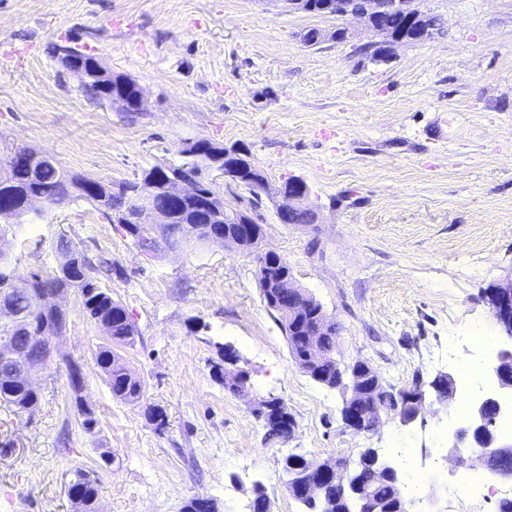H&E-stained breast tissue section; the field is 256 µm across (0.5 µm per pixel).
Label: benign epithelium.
<instances>
[{
	"label": "benign epithelium",
	"instance_id": "7a95c632",
	"mask_svg": "<svg viewBox=\"0 0 512 512\" xmlns=\"http://www.w3.org/2000/svg\"><path fill=\"white\" fill-rule=\"evenodd\" d=\"M416 0H363L358 5L350 0H334L336 16H354L369 21L372 13L377 11H389L404 17V26H414L420 29L421 39L429 40L431 32L424 26V17L415 7ZM373 32L382 36L381 44L375 49L376 54L386 53L396 44H405L407 40L401 31L393 32L388 29L375 28ZM63 58V69L76 74L84 82L95 77L100 80V85L106 88L112 86L113 76L109 75L98 61H93L91 68L83 65V60L70 55V48L64 47L60 51ZM210 155L215 157L213 161H204L200 165L201 171L217 170L224 177H230L225 170L220 158L224 157V146L217 144L210 150ZM22 163L27 166L30 173L34 174L49 162L45 156L26 149L14 151L4 163L10 167L14 163ZM168 194L174 198H181L191 192L188 180L183 177L181 170H168L166 178ZM156 182L153 178L136 181L135 187L130 191L132 205L122 214H113L115 224H135L141 238L140 255L150 260L154 256V244L158 242L163 233V225L170 223L171 217L167 216L155 205ZM292 185L296 190L289 192L285 189L280 194L285 199V204L280 206V221H285L288 212L304 210L303 200L307 196V186L301 181H294ZM200 205L203 208L204 219L207 222L224 217L229 218L235 224H241L247 230L253 242H247L243 238L224 234L222 231L211 230L208 232L207 244L220 245L226 249H235L256 254L258 267L262 268L265 262L275 260L278 263H286V259L280 254L260 248L262 236L254 233L257 224L255 218L246 210L228 209L224 205V195L211 190L201 194ZM45 206V199L38 195L27 197L19 208L0 209V220L6 224H24L28 215L39 213ZM0 321L9 325L10 330L28 334V344L24 347H12L5 343L0 345V362L9 366L12 374L8 380L22 383L28 387L35 385L40 370L49 366L55 360V345L53 339L58 331L46 321L41 328V335L31 336L30 317L17 311L10 303V295L14 288H24L26 293L38 303L42 313L64 312L61 305L55 299L61 295L56 289L43 288L39 285V279L30 278L26 282H19L14 276V259L10 248L0 247ZM490 301L488 310L496 322L503 343L497 347L493 354V371L499 386L512 392V277L498 283L490 289ZM236 360L228 358L223 362L214 364L215 371H224V380L230 386L239 390L247 383L246 374L235 369ZM66 368L71 380V389L78 406L86 411L91 410V405L83 397V368L78 363L68 360ZM336 368L339 371L337 386L346 390V398L342 407V420L345 426L356 432H369L376 428L375 420L381 412L380 400L392 399L394 394L383 387L377 372L364 362L346 364L336 360ZM434 403L439 406H448L456 392V380L450 373L436 376L430 383ZM399 400L403 402L402 422L410 424L414 422L425 403V392L419 388L399 394ZM501 405L498 398L487 397L475 402L470 408L467 427L455 434V442L448 446V456L460 454L463 446L471 445L478 449V456L483 464L492 469L497 475L512 481V466L504 464V461L512 459V440H508L496 431V419L500 413ZM367 460L372 467L386 476H397L396 468L382 459L376 450H369ZM306 479L300 484L298 494L304 498L317 499L323 494L325 486L331 484L341 490H348L358 496L363 503V512H385L383 504L366 496L359 484L353 481V471L345 461L325 460L321 463L305 461L303 463Z\"/></svg>",
	"mask_w": 512,
	"mask_h": 512
}]
</instances>
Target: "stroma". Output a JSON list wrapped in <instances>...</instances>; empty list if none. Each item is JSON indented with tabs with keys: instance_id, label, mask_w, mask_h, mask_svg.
I'll use <instances>...</instances> for the list:
<instances>
[{
	"instance_id": "1",
	"label": "stroma",
	"mask_w": 512,
	"mask_h": 512,
	"mask_svg": "<svg viewBox=\"0 0 512 512\" xmlns=\"http://www.w3.org/2000/svg\"><path fill=\"white\" fill-rule=\"evenodd\" d=\"M418 6L442 17V33L377 57L362 20L291 11L283 0H0V164L33 148L72 174L119 183L183 163L184 146L200 139L247 147L267 178L260 199L218 173L213 187L251 212L264 249L322 304L338 327L337 355L366 362L396 391L458 373L470 347L439 360L431 350L475 328L496 339L484 291L512 275V0ZM339 27L346 40L301 41L308 29ZM58 44L135 79L142 110L91 99L54 57ZM291 176L307 184L318 223L279 221L277 191ZM62 237L112 260L102 283L137 328L122 356L143 393L136 403L113 398L95 363L103 334L67 290L63 362L43 372L38 408L0 405V512H71L65 483L77 467L97 475L101 512H180L196 496L250 512L258 485L271 512H302L286 455L354 461L375 448L393 458L398 435L417 465L445 467L430 435L436 407L411 424L388 411L370 432L344 425L343 391L294 363L261 298L255 255L206 245L146 262L94 203L74 198L16 227L18 274L55 271ZM224 345L249 375L235 392L211 369ZM68 360L83 367L90 433ZM271 399L295 420L288 439L267 436L256 413ZM151 406L164 429L148 421Z\"/></svg>"
}]
</instances>
